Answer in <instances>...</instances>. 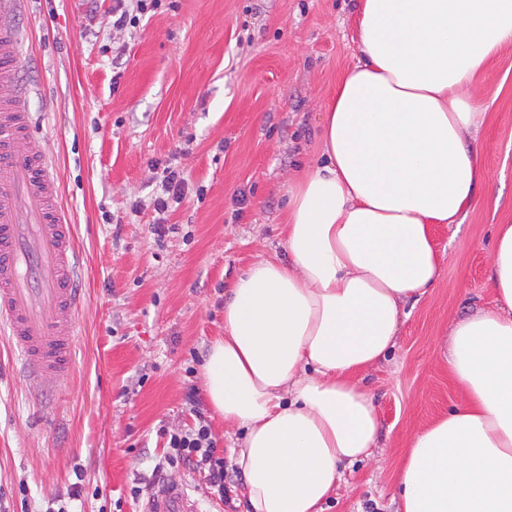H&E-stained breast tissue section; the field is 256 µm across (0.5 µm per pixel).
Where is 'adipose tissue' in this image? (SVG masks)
<instances>
[{"mask_svg": "<svg viewBox=\"0 0 512 512\" xmlns=\"http://www.w3.org/2000/svg\"><path fill=\"white\" fill-rule=\"evenodd\" d=\"M359 56L321 115L322 160L288 189L287 259L254 263L203 365L250 512H323L370 458L379 420L356 372L394 348L408 302L441 276L435 224L462 223L487 179L484 114L465 94L512 44V0H359ZM490 306L453 324L463 401L415 434L402 512H512V224L486 272Z\"/></svg>", "mask_w": 512, "mask_h": 512, "instance_id": "obj_1", "label": "adipose tissue"}]
</instances>
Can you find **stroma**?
I'll use <instances>...</instances> for the list:
<instances>
[{"label":"stroma","instance_id":"stroma-1","mask_svg":"<svg viewBox=\"0 0 512 512\" xmlns=\"http://www.w3.org/2000/svg\"><path fill=\"white\" fill-rule=\"evenodd\" d=\"M114 4L25 0L18 17L25 106L74 226L82 305L76 366L42 392L0 334V512H140L165 482L187 484L203 512H248L244 494L226 506L203 477L168 466L160 429L194 425L191 385L219 450L236 440L211 411L202 365L237 278L288 255V186L320 159L322 107L356 54L357 0H177L122 31ZM468 93L485 113L488 181L462 224L433 225L438 284L387 358L355 376L379 450L347 469L324 512H398L410 437L463 399L447 335L491 302L495 227L512 224V45ZM155 161L189 188L161 240Z\"/></svg>","mask_w":512,"mask_h":512}]
</instances>
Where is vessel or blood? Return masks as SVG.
I'll list each match as a JSON object with an SVG mask.
<instances>
[{
    "mask_svg": "<svg viewBox=\"0 0 512 512\" xmlns=\"http://www.w3.org/2000/svg\"><path fill=\"white\" fill-rule=\"evenodd\" d=\"M19 0H0V327L33 387L73 368L80 295L72 226L40 139L27 135L16 64L24 39L10 21ZM142 512H201L186 486L167 484Z\"/></svg>",
    "mask_w": 512,
    "mask_h": 512,
    "instance_id": "b4317fda",
    "label": "vessel or blood"
}]
</instances>
